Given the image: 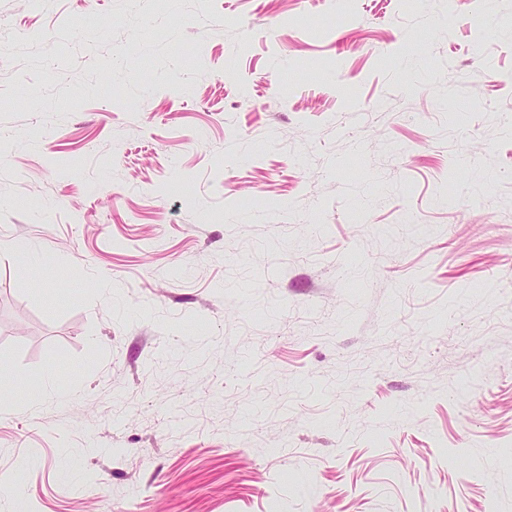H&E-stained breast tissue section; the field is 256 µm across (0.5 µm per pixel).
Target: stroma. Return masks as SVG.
<instances>
[{
    "label": "stroma",
    "mask_w": 512,
    "mask_h": 512,
    "mask_svg": "<svg viewBox=\"0 0 512 512\" xmlns=\"http://www.w3.org/2000/svg\"><path fill=\"white\" fill-rule=\"evenodd\" d=\"M488 17L0 0V512H512Z\"/></svg>",
    "instance_id": "stroma-1"
}]
</instances>
